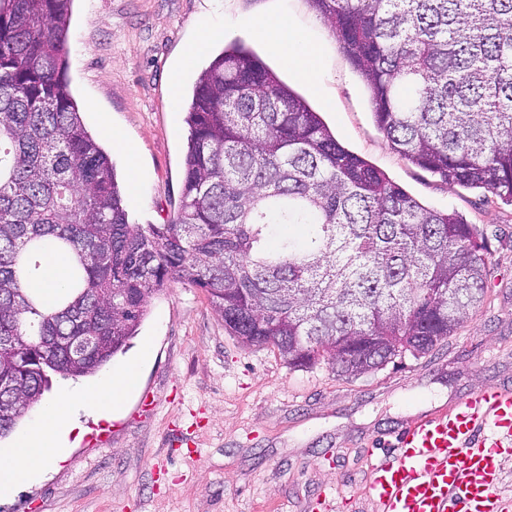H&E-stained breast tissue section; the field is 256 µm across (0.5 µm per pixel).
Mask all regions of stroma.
Instances as JSON below:
<instances>
[{"mask_svg":"<svg viewBox=\"0 0 512 512\" xmlns=\"http://www.w3.org/2000/svg\"><path fill=\"white\" fill-rule=\"evenodd\" d=\"M283 11L319 50V90L292 75L251 27ZM207 25L219 36L185 63ZM234 42L303 97L344 147L422 204L483 230L486 299L428 354L347 377L323 361L291 369L272 347L243 346L203 290L170 283L151 298L126 350L100 370L119 371L150 349L121 413L81 415L65 460L0 496V512H375L363 493L368 453H395L402 430L464 395L512 386V204L448 185L392 149L364 80L310 0H74L69 87L92 135L106 121L138 150L133 186L123 155L100 142L130 223L176 216L189 136L184 106L201 72Z\"/></svg>","mask_w":512,"mask_h":512,"instance_id":"stroma-1","label":"stroma"}]
</instances>
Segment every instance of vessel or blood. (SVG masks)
Listing matches in <instances>:
<instances>
[{
    "mask_svg": "<svg viewBox=\"0 0 512 512\" xmlns=\"http://www.w3.org/2000/svg\"><path fill=\"white\" fill-rule=\"evenodd\" d=\"M512 444V391L462 397L405 428L396 454L370 461L366 496L377 512H512L498 493L495 456Z\"/></svg>",
    "mask_w": 512,
    "mask_h": 512,
    "instance_id": "b4317fda",
    "label": "vessel or blood"
}]
</instances>
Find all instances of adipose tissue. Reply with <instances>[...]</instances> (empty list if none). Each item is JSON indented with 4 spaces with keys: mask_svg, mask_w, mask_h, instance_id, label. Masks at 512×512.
<instances>
[{
    "mask_svg": "<svg viewBox=\"0 0 512 512\" xmlns=\"http://www.w3.org/2000/svg\"><path fill=\"white\" fill-rule=\"evenodd\" d=\"M254 31L279 54L289 70L310 87L319 84V52L290 22L287 13L253 24ZM137 371L128 368L88 385H64L54 396L38 402L35 418L6 455L0 456V494L36 478L44 466L64 457L79 412L110 418L137 384Z\"/></svg>",
    "mask_w": 512,
    "mask_h": 512,
    "instance_id": "adipose-tissue-1",
    "label": "adipose tissue"
}]
</instances>
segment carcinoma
<instances>
[{
	"mask_svg": "<svg viewBox=\"0 0 512 512\" xmlns=\"http://www.w3.org/2000/svg\"><path fill=\"white\" fill-rule=\"evenodd\" d=\"M72 2L0 0V438L49 374L124 351L170 282L203 289L244 345L348 377L430 352L483 304V231L345 149L236 43L194 88L180 212L129 223L67 83ZM312 3L394 151L512 202V0ZM48 246L70 257L51 300Z\"/></svg>",
	"mask_w": 512,
	"mask_h": 512,
	"instance_id": "obj_1",
	"label": "carcinoma"
}]
</instances>
